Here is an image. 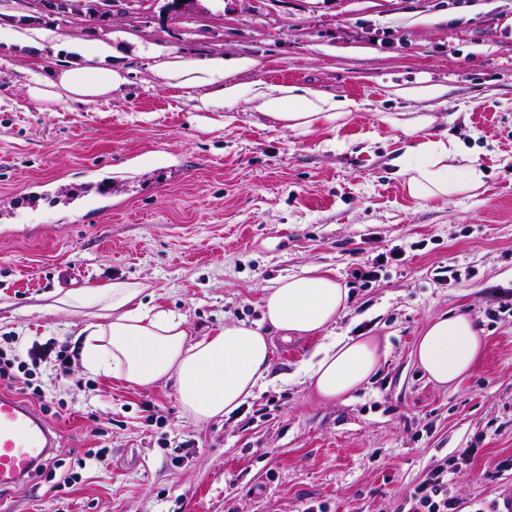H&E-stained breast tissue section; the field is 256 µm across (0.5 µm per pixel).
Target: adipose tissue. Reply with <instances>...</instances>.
Returning a JSON list of instances; mask_svg holds the SVG:
<instances>
[{
  "mask_svg": "<svg viewBox=\"0 0 512 512\" xmlns=\"http://www.w3.org/2000/svg\"><path fill=\"white\" fill-rule=\"evenodd\" d=\"M111 53V46H102L97 63L64 70L54 81L34 79L27 88L29 97L52 100L62 91L71 101L93 103L110 96L121 77L98 62ZM264 106L293 130L336 121L339 108L318 91L289 86L274 88ZM432 123L431 117L421 116L403 126L407 136L417 138L414 151L421 157L420 163L401 170L408 195L418 201L445 200L480 189L483 169L472 160L457 164L455 141L423 138ZM139 294L127 285L113 286L116 316L84 330L81 359L88 370L138 386L174 379L184 412L198 422L234 411L266 377L270 343L258 330L233 323L191 342L180 316L138 303ZM346 298L334 276L310 267L280 279L268 291L264 319L285 338L312 336L335 323ZM481 350L482 338L473 320L461 313L433 319L418 337L413 356L430 381L446 386L471 372ZM379 363V346L372 338H341L326 348L310 383L320 397L333 401L363 385Z\"/></svg>",
  "mask_w": 512,
  "mask_h": 512,
  "instance_id": "1",
  "label": "adipose tissue"
}]
</instances>
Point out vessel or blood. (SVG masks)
Segmentation results:
<instances>
[{
    "instance_id": "1",
    "label": "vessel or blood",
    "mask_w": 512,
    "mask_h": 512,
    "mask_svg": "<svg viewBox=\"0 0 512 512\" xmlns=\"http://www.w3.org/2000/svg\"><path fill=\"white\" fill-rule=\"evenodd\" d=\"M56 444L55 432L28 403L0 390V490L37 469Z\"/></svg>"
}]
</instances>
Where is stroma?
<instances>
[{
  "label": "stroma",
  "mask_w": 512,
  "mask_h": 512,
  "mask_svg": "<svg viewBox=\"0 0 512 512\" xmlns=\"http://www.w3.org/2000/svg\"><path fill=\"white\" fill-rule=\"evenodd\" d=\"M0 0V336L55 342L73 376L42 364L53 459L110 448L73 486L34 473L0 512H409L438 467L462 512L512 498V0ZM122 82L89 104L32 101L27 86L98 44ZM220 59L223 69L207 61ZM233 85L234 97L216 98ZM346 104L291 130L272 88ZM433 117L479 163L484 186L409 197L411 142L389 117ZM69 266L80 283L60 278ZM330 271L346 308L316 336L263 320L279 278ZM375 268L371 280L362 268ZM183 318L190 338L246 322L270 371L234 412L197 422L173 382L137 386L82 364L81 330L112 318V286ZM463 312L483 339L459 383L411 355L436 316ZM381 346L377 372L321 400L308 376L339 337Z\"/></svg>",
  "instance_id": "stroma-1"
}]
</instances>
